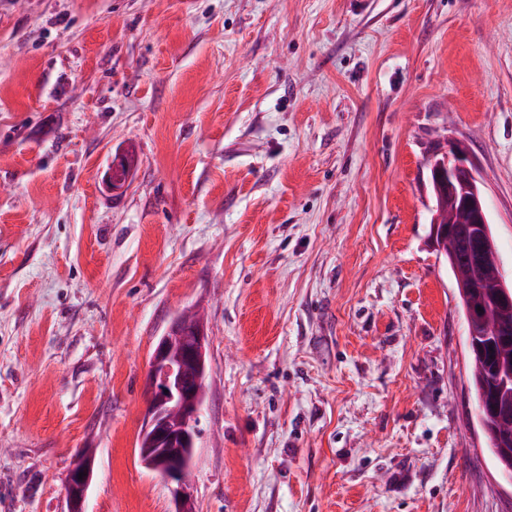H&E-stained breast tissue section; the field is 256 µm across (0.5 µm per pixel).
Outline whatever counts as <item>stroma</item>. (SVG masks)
Here are the masks:
<instances>
[{
    "mask_svg": "<svg viewBox=\"0 0 512 512\" xmlns=\"http://www.w3.org/2000/svg\"><path fill=\"white\" fill-rule=\"evenodd\" d=\"M456 140L510 284L512 0H0V512L85 448L86 512H172L137 440L192 307L198 512H512L430 240Z\"/></svg>",
    "mask_w": 512,
    "mask_h": 512,
    "instance_id": "1",
    "label": "stroma"
}]
</instances>
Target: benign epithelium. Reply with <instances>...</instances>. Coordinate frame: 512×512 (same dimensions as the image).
I'll use <instances>...</instances> for the list:
<instances>
[{
    "label": "benign epithelium",
    "mask_w": 512,
    "mask_h": 512,
    "mask_svg": "<svg viewBox=\"0 0 512 512\" xmlns=\"http://www.w3.org/2000/svg\"><path fill=\"white\" fill-rule=\"evenodd\" d=\"M108 185L114 190L124 187L119 177L129 172L123 157L113 163ZM430 183L437 202L459 198L470 223L484 230L489 224L481 179L471 165L468 153L450 148L430 168ZM210 344L202 324L187 329L182 314H177L159 339L149 361L145 386L149 398L144 416L141 454L144 465L159 474L173 489L175 509L172 512H195L190 493L191 467L197 440L196 419L206 394L208 378L207 350ZM94 457L81 455L68 471L65 481L67 512H85L84 505L92 481ZM85 473L78 478L79 473Z\"/></svg>",
    "instance_id": "1"
}]
</instances>
